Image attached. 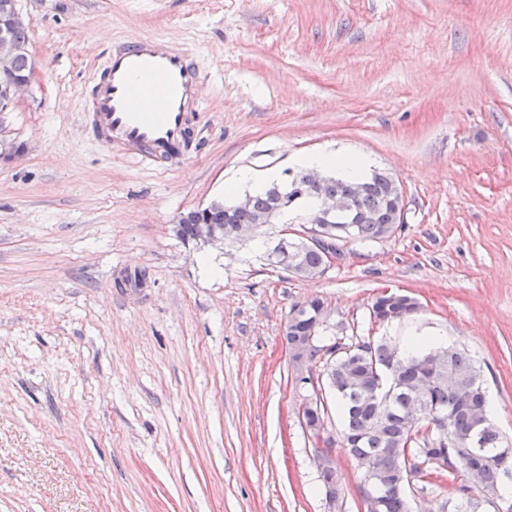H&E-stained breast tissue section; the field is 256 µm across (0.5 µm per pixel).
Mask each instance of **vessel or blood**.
<instances>
[{
	"instance_id": "obj_1",
	"label": "vessel or blood",
	"mask_w": 512,
	"mask_h": 512,
	"mask_svg": "<svg viewBox=\"0 0 512 512\" xmlns=\"http://www.w3.org/2000/svg\"><path fill=\"white\" fill-rule=\"evenodd\" d=\"M202 80L194 58L162 36L119 42L92 78L83 118L106 153L169 170L184 162L200 138ZM135 98L142 110L132 109Z\"/></svg>"
}]
</instances>
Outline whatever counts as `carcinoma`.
Returning <instances> with one entry per match:
<instances>
[{
	"label": "carcinoma",
	"mask_w": 512,
	"mask_h": 512,
	"mask_svg": "<svg viewBox=\"0 0 512 512\" xmlns=\"http://www.w3.org/2000/svg\"><path fill=\"white\" fill-rule=\"evenodd\" d=\"M304 185L300 171L282 197L272 183L247 195L244 206L214 200L201 215L187 212L176 234L184 241L195 240L203 224H251L277 204L287 210L310 208L320 197L336 195L353 200V215L351 224L335 225L333 235L346 229L354 241L368 244L391 237L400 227L396 181L387 172L375 171L359 180L331 177L313 194ZM287 257L296 258L297 277L304 279L318 276L324 263L321 247L279 242L270 253L274 265ZM321 306L318 298L291 306L288 321L296 335H308ZM395 308L406 317L415 312L406 297L394 301L380 295L372 302L370 318L389 322ZM322 350L331 354L325 362L326 383L335 397L344 448L362 474L363 503L375 502L366 512H412L406 483L412 458L421 451L462 477L458 498L443 504L441 512H478L482 502L497 500L503 504L500 512H512V443L490 417L486 379L469 353L443 346L405 350L357 336L348 342L338 338L325 347L313 344L309 358ZM431 423L443 428L447 445L427 447L423 426ZM475 487L482 491L480 500L472 494Z\"/></svg>",
	"instance_id": "obj_1"
}]
</instances>
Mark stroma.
Returning a JSON list of instances; mask_svg holds the SVG:
<instances>
[{
  "label": "stroma",
  "instance_id": "obj_1",
  "mask_svg": "<svg viewBox=\"0 0 512 512\" xmlns=\"http://www.w3.org/2000/svg\"><path fill=\"white\" fill-rule=\"evenodd\" d=\"M35 73L0 122V512H364L335 444L328 502L298 410L334 396L324 356L283 328L320 298L343 332L442 336L481 364L512 440V0H19ZM183 44L204 75L202 139L180 167L106 154L82 120L114 42ZM368 158L402 189L390 238L343 243L322 276L270 265L300 224L185 242L181 215L241 172ZM145 274L139 288L128 274ZM386 289L416 298L371 321ZM412 481L414 512L456 497Z\"/></svg>",
  "mask_w": 512,
  "mask_h": 512
}]
</instances>
